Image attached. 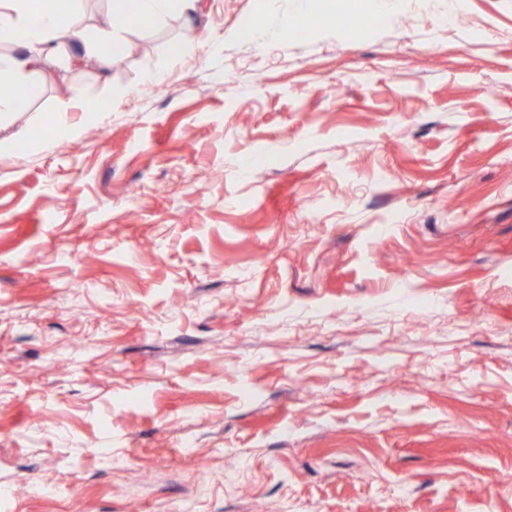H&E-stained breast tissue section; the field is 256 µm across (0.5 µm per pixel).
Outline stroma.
Segmentation results:
<instances>
[{
	"mask_svg": "<svg viewBox=\"0 0 512 512\" xmlns=\"http://www.w3.org/2000/svg\"><path fill=\"white\" fill-rule=\"evenodd\" d=\"M363 2L199 0L0 121L7 512H512V0Z\"/></svg>",
	"mask_w": 512,
	"mask_h": 512,
	"instance_id": "obj_1",
	"label": "stroma"
}]
</instances>
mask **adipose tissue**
Wrapping results in <instances>:
<instances>
[{
  "mask_svg": "<svg viewBox=\"0 0 512 512\" xmlns=\"http://www.w3.org/2000/svg\"><path fill=\"white\" fill-rule=\"evenodd\" d=\"M198 0H110L111 17L154 22L171 4H178L185 18H192ZM0 45L9 55L0 56V113L15 111L21 104L19 87L28 85L32 73L61 50H71L70 62L80 67L95 62L108 69L115 55L124 52L122 38L96 41L88 39L77 15L59 18L43 7L42 0H10L0 6Z\"/></svg>",
  "mask_w": 512,
  "mask_h": 512,
  "instance_id": "1",
  "label": "adipose tissue"
}]
</instances>
